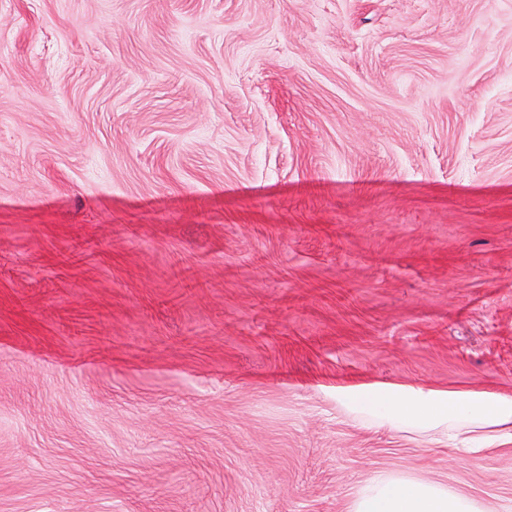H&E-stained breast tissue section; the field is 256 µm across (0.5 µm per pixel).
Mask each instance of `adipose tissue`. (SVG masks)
<instances>
[{
	"instance_id": "obj_1",
	"label": "adipose tissue",
	"mask_w": 512,
	"mask_h": 512,
	"mask_svg": "<svg viewBox=\"0 0 512 512\" xmlns=\"http://www.w3.org/2000/svg\"><path fill=\"white\" fill-rule=\"evenodd\" d=\"M381 425L397 428L425 422L436 424L450 417L479 416L492 424L512 423V398L485 399L453 395L445 402H410L392 391L363 399ZM349 512H489L468 493L435 480L380 471L355 492Z\"/></svg>"
}]
</instances>
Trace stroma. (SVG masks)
Returning <instances> with one entry per match:
<instances>
[{
    "mask_svg": "<svg viewBox=\"0 0 512 512\" xmlns=\"http://www.w3.org/2000/svg\"><path fill=\"white\" fill-rule=\"evenodd\" d=\"M374 390L512 397V0H0V512H512ZM349 512H491L468 493L435 480L380 471L355 492Z\"/></svg>",
    "mask_w": 512,
    "mask_h": 512,
    "instance_id": "35a3bbf8",
    "label": "stroma"
}]
</instances>
